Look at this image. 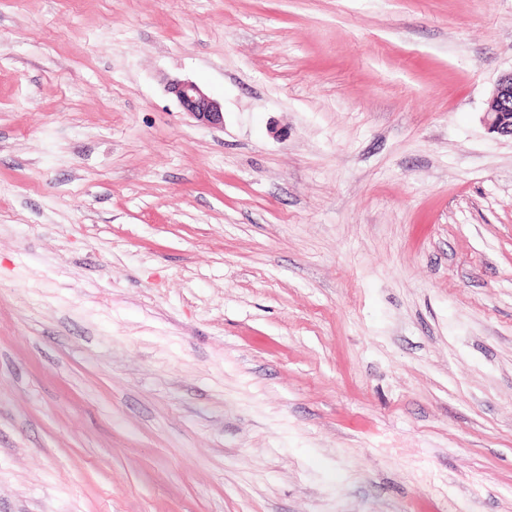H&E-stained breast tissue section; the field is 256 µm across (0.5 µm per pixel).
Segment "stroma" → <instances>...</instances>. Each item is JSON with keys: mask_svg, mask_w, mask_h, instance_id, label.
I'll list each match as a JSON object with an SVG mask.
<instances>
[{"mask_svg": "<svg viewBox=\"0 0 512 512\" xmlns=\"http://www.w3.org/2000/svg\"><path fill=\"white\" fill-rule=\"evenodd\" d=\"M509 71L512 0H0V512H512ZM485 124L491 133L512 140V71L502 74L496 81ZM168 90L176 97L184 112L197 122L210 127H223L224 111L221 104L197 83L177 80L169 84Z\"/></svg>", "mask_w": 512, "mask_h": 512, "instance_id": "stroma-1", "label": "stroma"}]
</instances>
